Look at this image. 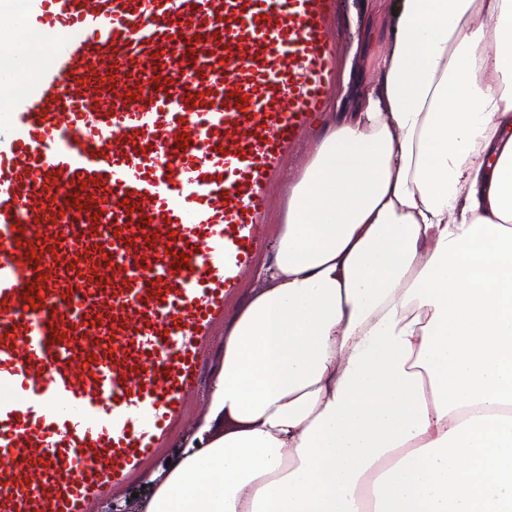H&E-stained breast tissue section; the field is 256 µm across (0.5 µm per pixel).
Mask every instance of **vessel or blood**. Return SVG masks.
<instances>
[{"label":"vessel or blood","instance_id":"1","mask_svg":"<svg viewBox=\"0 0 512 512\" xmlns=\"http://www.w3.org/2000/svg\"><path fill=\"white\" fill-rule=\"evenodd\" d=\"M338 10L0 9V84L18 86L0 112V512H93L189 421L335 92ZM22 28L53 37L30 80Z\"/></svg>","mask_w":512,"mask_h":512}]
</instances>
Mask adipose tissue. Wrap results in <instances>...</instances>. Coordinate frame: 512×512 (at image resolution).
I'll list each match as a JSON object with an SVG mask.
<instances>
[{"label": "adipose tissue", "instance_id": "ef3b65f1", "mask_svg": "<svg viewBox=\"0 0 512 512\" xmlns=\"http://www.w3.org/2000/svg\"><path fill=\"white\" fill-rule=\"evenodd\" d=\"M389 15L132 512H512V0Z\"/></svg>", "mask_w": 512, "mask_h": 512}]
</instances>
